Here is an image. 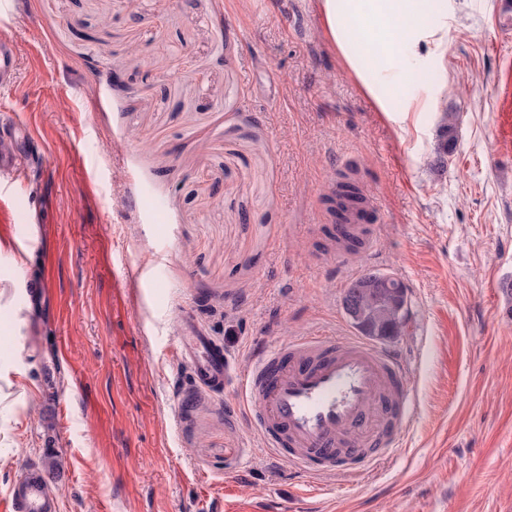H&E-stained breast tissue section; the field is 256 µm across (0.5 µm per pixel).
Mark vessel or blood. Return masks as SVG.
<instances>
[{
	"label": "vessel or blood",
	"instance_id": "1",
	"mask_svg": "<svg viewBox=\"0 0 512 512\" xmlns=\"http://www.w3.org/2000/svg\"><path fill=\"white\" fill-rule=\"evenodd\" d=\"M17 50L0 34V88L16 80ZM496 127L500 143L512 142V73L498 81ZM27 132L0 120V171L23 182L36 152H19ZM178 353L199 387L220 391L240 380L249 418L266 448L310 471L358 473L396 447L403 420L414 405L411 381L400 359L359 336H300L261 353L244 373L210 337L183 329ZM11 512H57V501L40 468L26 469L9 495Z\"/></svg>",
	"mask_w": 512,
	"mask_h": 512
}]
</instances>
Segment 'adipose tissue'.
<instances>
[{
    "instance_id": "1",
    "label": "adipose tissue",
    "mask_w": 512,
    "mask_h": 512,
    "mask_svg": "<svg viewBox=\"0 0 512 512\" xmlns=\"http://www.w3.org/2000/svg\"><path fill=\"white\" fill-rule=\"evenodd\" d=\"M324 31L344 66L374 99L391 111L392 87L410 79L408 61L441 45L453 0H317Z\"/></svg>"
}]
</instances>
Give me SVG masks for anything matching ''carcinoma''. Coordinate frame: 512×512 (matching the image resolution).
I'll return each instance as SVG.
<instances>
[{"label":"carcinoma","mask_w":512,"mask_h":512,"mask_svg":"<svg viewBox=\"0 0 512 512\" xmlns=\"http://www.w3.org/2000/svg\"><path fill=\"white\" fill-rule=\"evenodd\" d=\"M454 116L444 115L440 129L442 143L439 151L448 154V146L453 140ZM363 201L358 188L351 183H341L336 189L334 214L338 223H343L350 208ZM406 302L404 284L380 272H368L355 280L344 295V308L355 327L364 335L382 340L392 339L401 334L405 318L401 311Z\"/></svg>","instance_id":"obj_1"}]
</instances>
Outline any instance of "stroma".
I'll use <instances>...</instances> for the list:
<instances>
[{"label":"stroma","mask_w":512,"mask_h":512,"mask_svg":"<svg viewBox=\"0 0 512 512\" xmlns=\"http://www.w3.org/2000/svg\"><path fill=\"white\" fill-rule=\"evenodd\" d=\"M497 2L456 0L412 111L382 112L311 0H0L18 55L0 104L41 145L29 180L0 190V503L33 465L57 512H512ZM344 177L375 208L356 255L326 233ZM370 271L406 287L383 346L415 412L368 473H299L263 446L238 383L195 385L177 335L191 321L240 371L298 336H354L343 297ZM31 277L49 297L30 313ZM9 336L38 354L19 360Z\"/></svg>","instance_id":"stroma-1"}]
</instances>
